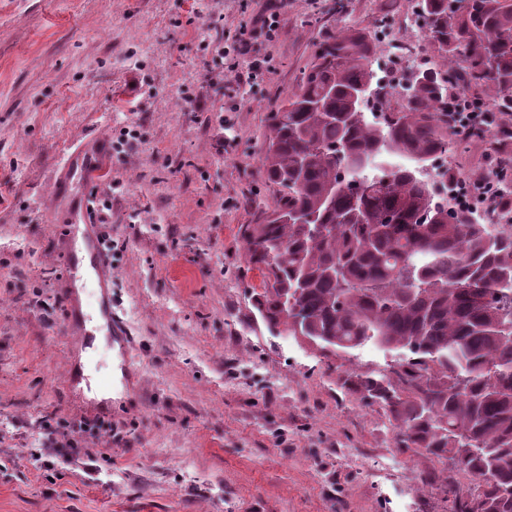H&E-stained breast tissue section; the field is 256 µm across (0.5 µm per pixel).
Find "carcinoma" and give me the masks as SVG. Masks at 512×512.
Instances as JSON below:
<instances>
[{
    "mask_svg": "<svg viewBox=\"0 0 512 512\" xmlns=\"http://www.w3.org/2000/svg\"><path fill=\"white\" fill-rule=\"evenodd\" d=\"M428 42L448 60L412 72L404 103L376 120L351 99L375 91L376 35L327 31L298 89L271 113L262 164L277 187L242 224L268 321L339 349L404 355L392 376L351 388L385 408L406 448L450 464L432 481L451 512H512V223L481 224L429 190L439 153L489 143L481 180L512 170V128L454 127L451 95L512 113V0H420ZM476 485L461 493L456 476Z\"/></svg>",
    "mask_w": 512,
    "mask_h": 512,
    "instance_id": "carcinoma-1",
    "label": "carcinoma"
}]
</instances>
